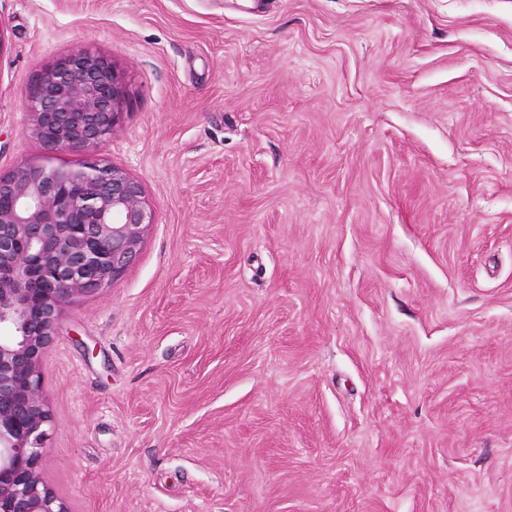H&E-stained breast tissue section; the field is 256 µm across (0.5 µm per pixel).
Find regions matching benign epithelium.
<instances>
[{
    "instance_id": "benign-epithelium-1",
    "label": "benign epithelium",
    "mask_w": 512,
    "mask_h": 512,
    "mask_svg": "<svg viewBox=\"0 0 512 512\" xmlns=\"http://www.w3.org/2000/svg\"><path fill=\"white\" fill-rule=\"evenodd\" d=\"M123 100L111 63L79 50L36 76L28 106L48 152H89L112 135ZM153 224L141 184L115 166L0 172V512H69L42 472V360L64 307L117 280Z\"/></svg>"
}]
</instances>
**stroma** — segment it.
<instances>
[{
	"label": "stroma",
	"instance_id": "1",
	"mask_svg": "<svg viewBox=\"0 0 512 512\" xmlns=\"http://www.w3.org/2000/svg\"><path fill=\"white\" fill-rule=\"evenodd\" d=\"M92 159L156 222L43 364L73 512H512V0H0V169ZM104 57L79 50L43 69L28 95L34 133L50 152H90L112 135L124 100Z\"/></svg>",
	"mask_w": 512,
	"mask_h": 512
}]
</instances>
